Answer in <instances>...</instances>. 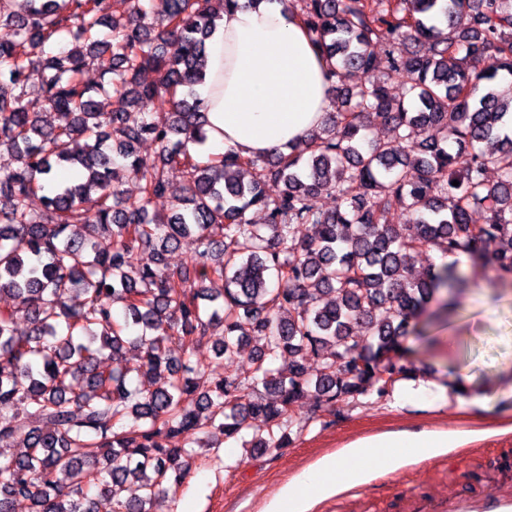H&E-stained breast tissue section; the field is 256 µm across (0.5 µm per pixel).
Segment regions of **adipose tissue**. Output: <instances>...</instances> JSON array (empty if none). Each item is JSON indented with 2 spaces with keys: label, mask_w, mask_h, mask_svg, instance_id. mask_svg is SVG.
<instances>
[{
  "label": "adipose tissue",
  "mask_w": 512,
  "mask_h": 512,
  "mask_svg": "<svg viewBox=\"0 0 512 512\" xmlns=\"http://www.w3.org/2000/svg\"><path fill=\"white\" fill-rule=\"evenodd\" d=\"M326 60L284 0H238L224 10L207 45L197 88L205 104L208 155L253 157L305 142L331 107ZM454 431L385 433L346 445L295 476L262 512H310L322 497L369 482V458L389 470L460 446Z\"/></svg>",
  "instance_id": "adipose-tissue-1"
}]
</instances>
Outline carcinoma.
<instances>
[{"mask_svg":"<svg viewBox=\"0 0 512 512\" xmlns=\"http://www.w3.org/2000/svg\"><path fill=\"white\" fill-rule=\"evenodd\" d=\"M234 3L0 0V296L15 302L0 309V442L19 445L0 448V512L19 498L31 512H98L92 486L113 512H151L190 469L185 443L211 447L210 430L236 439L260 417L250 448L272 452L309 389L332 411L413 377L402 339L449 283L446 266L414 275L417 256L512 275V85L499 84L512 75V0H288L327 60L333 111L288 154L201 162L189 148L207 142L196 87L215 18ZM60 38L63 50L46 51ZM383 63L404 97L388 95ZM32 68L50 123L28 109ZM375 124L395 137L368 138ZM145 140L159 150L150 169L136 157ZM172 166L185 172L179 188ZM62 168L70 176L45 192ZM269 181L283 185L274 198ZM328 191L331 211L317 204ZM163 198L169 215L150 214ZM253 207L265 223L251 222ZM397 210L408 223L389 222ZM306 224L318 233L301 240ZM185 238L195 254L168 263ZM252 340L248 379L174 356L210 342L231 361ZM127 345L139 351L131 371L115 366ZM282 354L286 376L271 367ZM76 471L86 484L68 482Z\"/></svg>","mask_w":512,"mask_h":512,"instance_id":"1","label":"carcinoma"}]
</instances>
